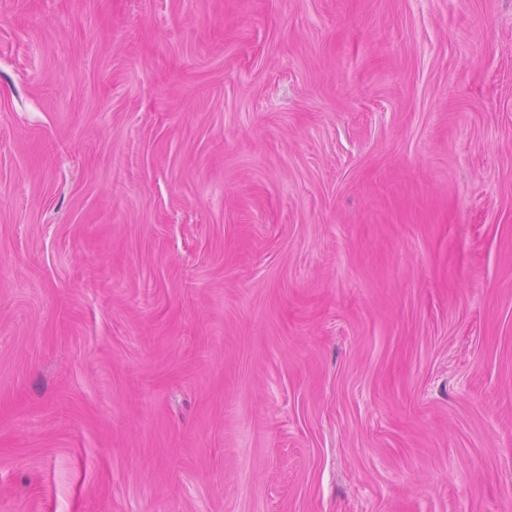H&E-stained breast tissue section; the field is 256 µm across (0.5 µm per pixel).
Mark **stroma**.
Segmentation results:
<instances>
[{"label": "stroma", "instance_id": "35a3bbf8", "mask_svg": "<svg viewBox=\"0 0 512 512\" xmlns=\"http://www.w3.org/2000/svg\"><path fill=\"white\" fill-rule=\"evenodd\" d=\"M0 512H512V0H0Z\"/></svg>", "mask_w": 512, "mask_h": 512}]
</instances>
